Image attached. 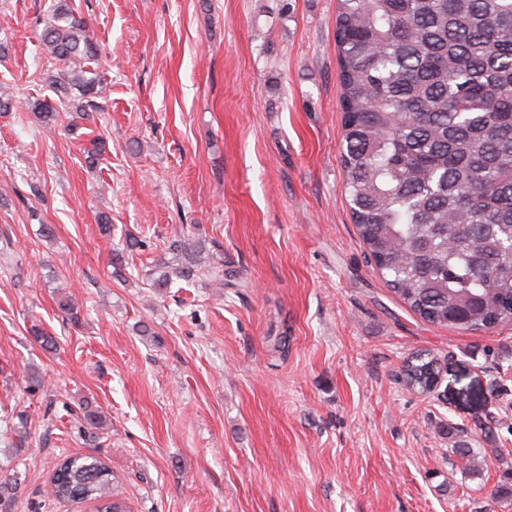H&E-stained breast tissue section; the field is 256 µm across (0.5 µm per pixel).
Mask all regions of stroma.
Listing matches in <instances>:
<instances>
[{"instance_id":"1","label":"stroma","mask_w":512,"mask_h":512,"mask_svg":"<svg viewBox=\"0 0 512 512\" xmlns=\"http://www.w3.org/2000/svg\"><path fill=\"white\" fill-rule=\"evenodd\" d=\"M55 3L0 0V512H89L48 493L76 454L129 512H512V322L426 323L372 269L343 190L337 0H69L103 93L50 133L27 104L52 95ZM181 233L223 287H153ZM416 351L442 370L428 394L400 375Z\"/></svg>"}]
</instances>
